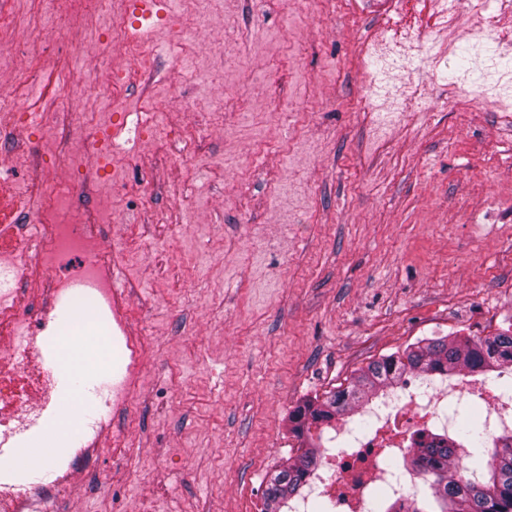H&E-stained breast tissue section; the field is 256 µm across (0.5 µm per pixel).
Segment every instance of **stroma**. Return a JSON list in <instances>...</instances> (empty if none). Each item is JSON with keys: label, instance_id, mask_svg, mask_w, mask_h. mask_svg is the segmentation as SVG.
<instances>
[{"label": "stroma", "instance_id": "stroma-1", "mask_svg": "<svg viewBox=\"0 0 512 512\" xmlns=\"http://www.w3.org/2000/svg\"><path fill=\"white\" fill-rule=\"evenodd\" d=\"M15 3L24 32L4 47L0 90L42 42L62 48L57 67L78 55L92 74L73 159L56 152L54 123L19 135L55 186L101 214L144 348L126 414L59 401L76 431L58 438L48 419L26 438L40 458L18 468L41 478L79 427L102 422L96 469L75 475L65 512H261L267 473L301 446L288 421L299 403L423 338L490 336L512 317V125L493 105L512 99L499 80L512 45L459 36L461 65L443 33L438 65L405 68L362 57L358 36L399 14L436 27L432 0H299L293 22L284 0H211L177 68L182 19L165 4L131 34L155 82L130 84L117 110L98 87L130 59L97 55L94 40L132 9L91 25L68 0L59 24L37 0H0ZM407 81L426 92L408 123L374 111ZM177 95L192 108H171ZM160 108L163 129H135ZM101 127L116 147L95 158Z\"/></svg>", "mask_w": 512, "mask_h": 512}]
</instances>
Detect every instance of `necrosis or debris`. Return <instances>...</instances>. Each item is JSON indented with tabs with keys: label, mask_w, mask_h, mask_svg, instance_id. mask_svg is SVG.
<instances>
[{
	"label": "necrosis or debris",
	"mask_w": 512,
	"mask_h": 512,
	"mask_svg": "<svg viewBox=\"0 0 512 512\" xmlns=\"http://www.w3.org/2000/svg\"><path fill=\"white\" fill-rule=\"evenodd\" d=\"M495 0H435L443 29L482 33ZM33 70L18 72L16 91L0 94V141L10 139L24 121L37 113L27 102ZM9 223L0 225V512H33V504L62 500L71 492L74 465L92 458L99 447L98 428H84L83 447L69 449L53 460L48 479L20 477L9 465L14 441L30 419H44L53 402L54 377L42 356L41 334L51 321L54 299L84 304L94 312L113 344L124 351L125 371L101 395L113 414H123L141 367L142 344L128 329L121 294L111 276L112 246L96 212L83 208L74 196L56 192L38 175H31L7 199ZM459 397L472 400L488 414V435L512 428V399L480 381L457 386ZM369 436L358 439L337 431L336 446L321 462L314 485L335 512H365L373 489L385 474L381 452L406 449L410 433L435 420L434 402L419 404L409 389L386 397L374 410Z\"/></svg>",
	"instance_id": "4bbe7bcc"
}]
</instances>
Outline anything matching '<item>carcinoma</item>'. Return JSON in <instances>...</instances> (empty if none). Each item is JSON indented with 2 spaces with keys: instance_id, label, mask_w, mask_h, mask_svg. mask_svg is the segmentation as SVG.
Listing matches in <instances>:
<instances>
[{
  "instance_id": "carcinoma-1",
  "label": "carcinoma",
  "mask_w": 512,
  "mask_h": 512,
  "mask_svg": "<svg viewBox=\"0 0 512 512\" xmlns=\"http://www.w3.org/2000/svg\"><path fill=\"white\" fill-rule=\"evenodd\" d=\"M462 371L485 382L492 373L497 379L512 375V326L493 336L425 338L401 355L373 360L348 386L298 407L291 417V431L308 439L312 426H329L337 416L370 404L378 391L398 385L409 373L450 378ZM486 428L487 417L473 411L454 435L432 433L430 444L415 450L410 460L385 455L387 464H401L406 472L422 475L425 497L412 498L407 512H512V430H502L489 446ZM458 449L469 453L464 471L450 469ZM317 455L318 446L309 443L293 463L270 477L262 512H290L288 502L302 496L315 476ZM366 512L399 510L389 497L378 494L368 502Z\"/></svg>"
}]
</instances>
